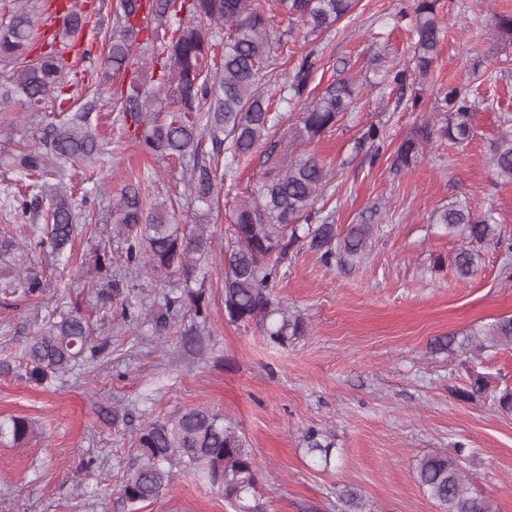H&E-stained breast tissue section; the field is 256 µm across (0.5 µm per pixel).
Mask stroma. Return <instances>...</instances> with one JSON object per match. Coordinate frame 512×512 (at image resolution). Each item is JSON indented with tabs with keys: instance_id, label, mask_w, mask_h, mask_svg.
I'll return each instance as SVG.
<instances>
[{
	"instance_id": "obj_1",
	"label": "stroma",
	"mask_w": 512,
	"mask_h": 512,
	"mask_svg": "<svg viewBox=\"0 0 512 512\" xmlns=\"http://www.w3.org/2000/svg\"><path fill=\"white\" fill-rule=\"evenodd\" d=\"M412 5L358 0L317 38L302 25L273 20L274 35L289 38L290 55L268 68L267 81L292 76L314 49L315 89L347 79L358 90L353 112L295 150L316 155L330 173L315 210L341 235L368 208L380 211L359 262L324 265L302 242L284 263L274 293L303 318L305 334L280 347L258 324L224 315L222 248L239 198L264 169V143L236 166L232 187L209 216L216 249L204 269L206 321L188 316L160 334L100 308L89 274L96 250L111 253L113 268L124 265L112 227L102 221L75 240L70 267L43 257L42 297L0 298V419L23 417L33 428L25 444L0 445V512H235L222 490L190 472L157 500L129 510L118 499L133 433L197 406L222 414L242 436L258 512H344L348 490L362 499L363 512H440L416 475L419 460L433 454L458 457L473 494L489 499L495 512H512V414L498 412L490 398L459 396L474 372L490 388L512 387V347L478 360L433 347L436 338L460 343L512 315V251L479 247L477 274L460 280L452 258L463 242L431 221L434 211L463 202L491 214L512 238V181L489 162L500 119L512 115V42L497 36L491 17L512 13V0H439L444 38L416 106L410 90L376 87L386 71L411 67ZM478 60L496 79L472 78ZM454 84L494 103L476 112L474 139L463 146L434 139L411 169L393 170L401 142L440 119L437 88ZM97 116L98 135L116 150L112 168L79 169L68 185L83 191L100 183L114 196L151 168L159 199L182 192L177 160L143 155L109 101ZM372 125L384 133L377 146L362 138ZM76 308L92 322L103 353L44 383L30 380L25 344L48 313ZM312 429L333 444L330 466L308 450Z\"/></svg>"
}]
</instances>
